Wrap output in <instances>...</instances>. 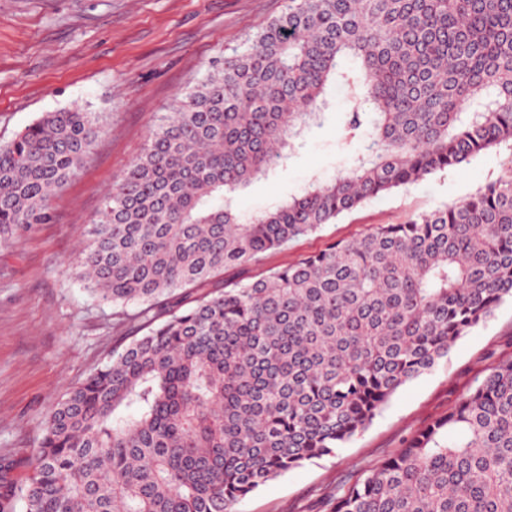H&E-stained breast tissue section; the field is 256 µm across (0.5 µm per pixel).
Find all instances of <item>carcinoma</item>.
Here are the masks:
<instances>
[{
	"mask_svg": "<svg viewBox=\"0 0 512 512\" xmlns=\"http://www.w3.org/2000/svg\"><path fill=\"white\" fill-rule=\"evenodd\" d=\"M348 90L349 166L250 215L249 184ZM84 107L0 144V244L53 218L103 132ZM506 146L468 198L257 276L262 256L364 203ZM237 278L209 288L214 278ZM79 278L144 333L70 388L0 512H232L331 455L512 301V0H289L177 103L106 193ZM332 512H512V360L406 440Z\"/></svg>",
	"mask_w": 512,
	"mask_h": 512,
	"instance_id": "obj_1",
	"label": "carcinoma"
}]
</instances>
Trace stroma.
<instances>
[{"mask_svg":"<svg viewBox=\"0 0 512 512\" xmlns=\"http://www.w3.org/2000/svg\"><path fill=\"white\" fill-rule=\"evenodd\" d=\"M288 0H0V143L45 113L82 106L106 129L78 174L52 201L53 220L0 245V457L15 478L33 469L46 415L129 343L139 325L126 309L102 305L77 277L79 251L104 193L141 152L162 114L193 89L213 61L286 10ZM350 107L330 88L320 120L287 157L235 199L250 214L333 178L355 154L339 143ZM493 150L367 202L336 223L268 253L249 275L356 237L375 224L460 201L504 172ZM512 359V301L460 338L432 371L406 383L371 425L335 455L305 463L234 505V512H330L346 490L441 415L501 361Z\"/></svg>","mask_w":512,"mask_h":512,"instance_id":"obj_1","label":"stroma"}]
</instances>
